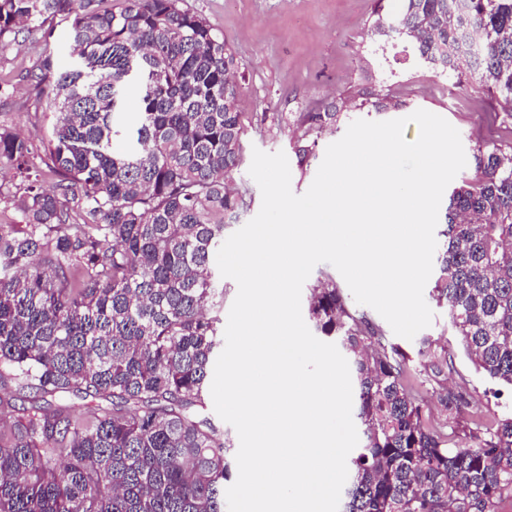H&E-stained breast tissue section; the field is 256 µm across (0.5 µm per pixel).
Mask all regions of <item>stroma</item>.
<instances>
[{"label":"stroma","mask_w":512,"mask_h":512,"mask_svg":"<svg viewBox=\"0 0 512 512\" xmlns=\"http://www.w3.org/2000/svg\"><path fill=\"white\" fill-rule=\"evenodd\" d=\"M180 5L204 17L232 48L242 85L239 111L267 116L245 137L236 180L249 190L248 206L228 219L227 233L260 210L261 192L249 175L256 149L286 154L291 189L300 195L312 183L327 146L357 119L386 121L424 109L459 131L469 159L486 141L512 148V105L481 85L467 61L434 65L419 57L408 37L374 33L375 20L392 17L401 0H181ZM68 43L69 29L62 22L55 24L52 36L24 32L0 51V127L21 133L35 145L45 141L51 114L24 73L48 55L65 64ZM374 102L384 103V110H371ZM338 105L343 114L336 126L319 138L314 157L298 164L294 143L304 133L302 113ZM433 313L431 325L413 340L395 335L383 317L375 322L387 343L406 354L410 377H417L420 369V340L453 354L447 384L466 386L471 394L464 419L512 413V390L475 370L445 308L434 307Z\"/></svg>","instance_id":"35a3bbf8"}]
</instances>
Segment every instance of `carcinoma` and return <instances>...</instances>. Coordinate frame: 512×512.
Returning <instances> with one entry per match:
<instances>
[{
	"label": "carcinoma",
	"mask_w": 512,
	"mask_h": 512,
	"mask_svg": "<svg viewBox=\"0 0 512 512\" xmlns=\"http://www.w3.org/2000/svg\"><path fill=\"white\" fill-rule=\"evenodd\" d=\"M58 16L69 65L47 56L27 73L54 112L49 139L0 128V168L23 190L21 223L0 225V512H224L229 439L206 385L224 309L212 257L224 216L246 206L235 55L179 0H0V50ZM470 25L479 81L511 102L512 0H403L388 28L448 65ZM339 118L303 113L304 136ZM474 163L449 196L433 298L476 369L512 388V151L485 142ZM309 314L356 387L363 444L343 512H498L512 498V415L461 425L458 386L433 418L406 356L329 274ZM420 355L438 385L454 371L445 350Z\"/></svg>",
	"instance_id": "carcinoma-1"
}]
</instances>
